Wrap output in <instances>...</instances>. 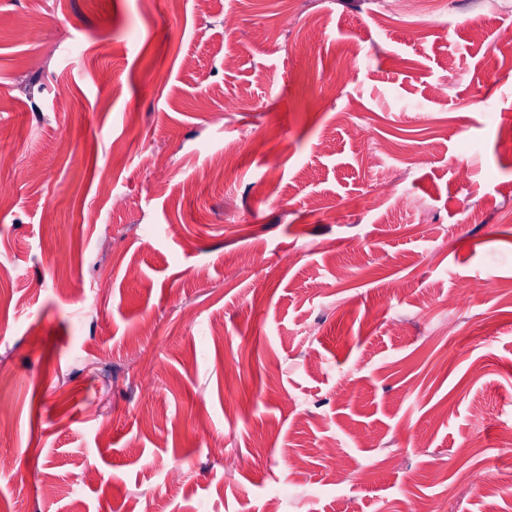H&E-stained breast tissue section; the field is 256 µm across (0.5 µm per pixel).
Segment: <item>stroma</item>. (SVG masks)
<instances>
[{
	"label": "stroma",
	"instance_id": "1",
	"mask_svg": "<svg viewBox=\"0 0 512 512\" xmlns=\"http://www.w3.org/2000/svg\"><path fill=\"white\" fill-rule=\"evenodd\" d=\"M510 31L0 0V512H512Z\"/></svg>",
	"mask_w": 512,
	"mask_h": 512
}]
</instances>
